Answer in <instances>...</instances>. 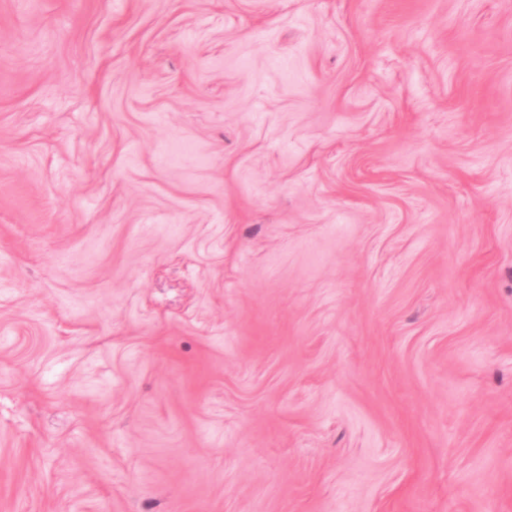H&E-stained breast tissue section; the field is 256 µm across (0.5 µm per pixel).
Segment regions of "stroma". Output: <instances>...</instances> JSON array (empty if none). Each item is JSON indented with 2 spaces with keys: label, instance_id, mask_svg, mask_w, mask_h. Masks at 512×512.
<instances>
[{
  "label": "stroma",
  "instance_id": "1",
  "mask_svg": "<svg viewBox=\"0 0 512 512\" xmlns=\"http://www.w3.org/2000/svg\"><path fill=\"white\" fill-rule=\"evenodd\" d=\"M0 512H512V0H0Z\"/></svg>",
  "mask_w": 512,
  "mask_h": 512
}]
</instances>
